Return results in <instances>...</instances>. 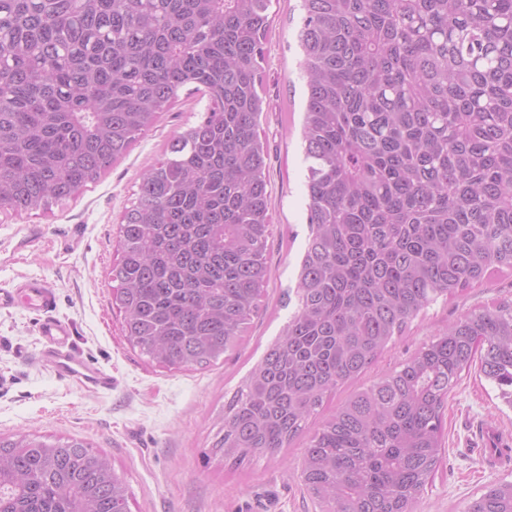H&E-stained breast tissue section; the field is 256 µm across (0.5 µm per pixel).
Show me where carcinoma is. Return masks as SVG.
I'll use <instances>...</instances> for the list:
<instances>
[{"label": "carcinoma", "mask_w": 512, "mask_h": 512, "mask_svg": "<svg viewBox=\"0 0 512 512\" xmlns=\"http://www.w3.org/2000/svg\"><path fill=\"white\" fill-rule=\"evenodd\" d=\"M271 0H0V209L47 213L96 183L189 85L200 120L117 228L112 304L163 368L236 348L270 278L258 135ZM311 237L298 311L224 403L214 455L288 447L324 399L428 306L512 269V0H302ZM481 372L512 406V301L474 311L313 430L320 512H418L444 408ZM0 512H129L107 455L0 435ZM466 512H512V481Z\"/></svg>", "instance_id": "1"}]
</instances>
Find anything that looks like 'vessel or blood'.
I'll list each match as a JSON object with an SVG mask.
<instances>
[{
    "mask_svg": "<svg viewBox=\"0 0 512 512\" xmlns=\"http://www.w3.org/2000/svg\"><path fill=\"white\" fill-rule=\"evenodd\" d=\"M57 292L47 281L27 278L0 289V308L19 307L37 316L40 363L56 378L92 390H111L112 375L95 367L73 347V328L56 314Z\"/></svg>",
    "mask_w": 512,
    "mask_h": 512,
    "instance_id": "obj_1",
    "label": "vessel or blood"
}]
</instances>
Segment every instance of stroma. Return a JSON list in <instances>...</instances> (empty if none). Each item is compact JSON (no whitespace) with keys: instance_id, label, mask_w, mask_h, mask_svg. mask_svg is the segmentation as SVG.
<instances>
[{"instance_id":"35a3bbf8","label":"stroma","mask_w":512,"mask_h":512,"mask_svg":"<svg viewBox=\"0 0 512 512\" xmlns=\"http://www.w3.org/2000/svg\"><path fill=\"white\" fill-rule=\"evenodd\" d=\"M273 28L265 46L264 108L259 134L270 155L272 235L265 253L271 276L260 311L239 347L206 367L168 371L127 345L113 309L109 272L117 260L116 231L143 175L168 144L197 122L206 100L184 89L155 127L77 198L51 212L0 210V289L41 278L58 294L56 313L72 322L76 348L110 371L112 388L94 392L61 380L38 360L36 317L0 309V434L73 436L105 453L123 480L129 512H319L300 478L301 434L270 456L244 466L214 457L211 444L227 401L282 335L298 309L297 283L310 237L302 148L306 77L297 33L301 0H272ZM512 299V270L489 283L438 300L362 374L325 400L311 422L330 417L352 393L371 385L456 320ZM444 451L420 512H465L485 486L512 480V460L481 452L483 427L512 439V407L472 366L448 395Z\"/></svg>"}]
</instances>
